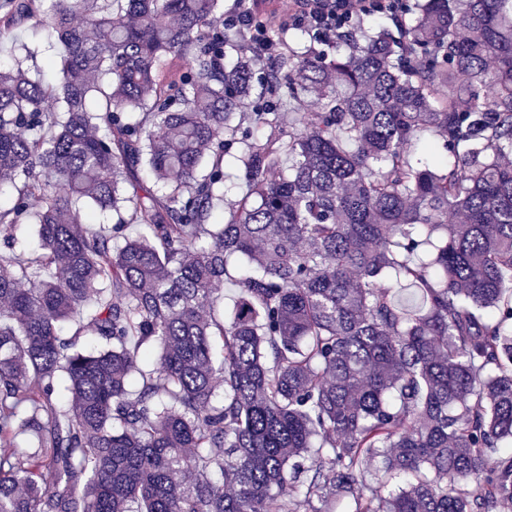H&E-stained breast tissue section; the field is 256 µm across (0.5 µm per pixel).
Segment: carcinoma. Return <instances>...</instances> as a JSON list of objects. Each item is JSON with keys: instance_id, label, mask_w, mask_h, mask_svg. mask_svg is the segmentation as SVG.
<instances>
[{"instance_id": "1", "label": "carcinoma", "mask_w": 512, "mask_h": 512, "mask_svg": "<svg viewBox=\"0 0 512 512\" xmlns=\"http://www.w3.org/2000/svg\"><path fill=\"white\" fill-rule=\"evenodd\" d=\"M8 7L62 50L52 85L0 66V224L39 236L0 249V512L512 501V0H417L320 49L273 30L248 116L220 0Z\"/></svg>"}]
</instances>
